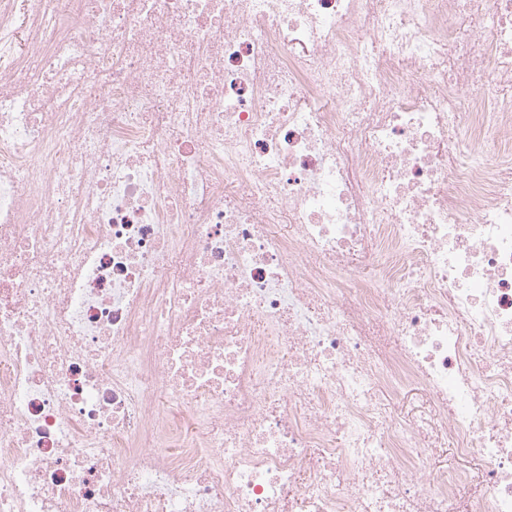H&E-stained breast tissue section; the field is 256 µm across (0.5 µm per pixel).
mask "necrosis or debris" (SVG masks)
<instances>
[{
	"instance_id": "necrosis-or-debris-1",
	"label": "necrosis or debris",
	"mask_w": 512,
	"mask_h": 512,
	"mask_svg": "<svg viewBox=\"0 0 512 512\" xmlns=\"http://www.w3.org/2000/svg\"><path fill=\"white\" fill-rule=\"evenodd\" d=\"M0 512H512V0H0Z\"/></svg>"
}]
</instances>
